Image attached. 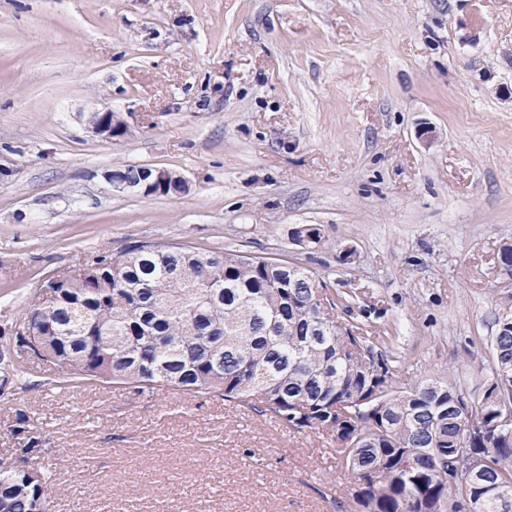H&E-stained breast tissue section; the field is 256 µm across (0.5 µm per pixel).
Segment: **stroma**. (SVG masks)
<instances>
[{
	"label": "stroma",
	"instance_id": "1",
	"mask_svg": "<svg viewBox=\"0 0 512 512\" xmlns=\"http://www.w3.org/2000/svg\"><path fill=\"white\" fill-rule=\"evenodd\" d=\"M105 109L127 134L92 131ZM126 164L187 190L115 191ZM137 240L302 256L414 377L478 397L512 292V0H0V350L26 367L0 380V458L45 471L52 512H350L321 435L64 388L17 347L47 276ZM300 227V228H299ZM294 229L292 240L302 249L316 250L323 243L322 229L317 224H304Z\"/></svg>",
	"mask_w": 512,
	"mask_h": 512
}]
</instances>
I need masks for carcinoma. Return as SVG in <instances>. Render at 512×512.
<instances>
[{
    "instance_id": "1",
    "label": "carcinoma",
    "mask_w": 512,
    "mask_h": 512,
    "mask_svg": "<svg viewBox=\"0 0 512 512\" xmlns=\"http://www.w3.org/2000/svg\"><path fill=\"white\" fill-rule=\"evenodd\" d=\"M306 250L317 224L294 229ZM101 266L45 280L25 324L64 384L112 383L139 394L220 396L336 445L353 476V512H512V294L495 316L491 362L473 404L444 377L414 378L396 337L342 321L353 295L296 262L135 241ZM470 449L473 485L441 476ZM54 486L0 460V512H49Z\"/></svg>"
}]
</instances>
